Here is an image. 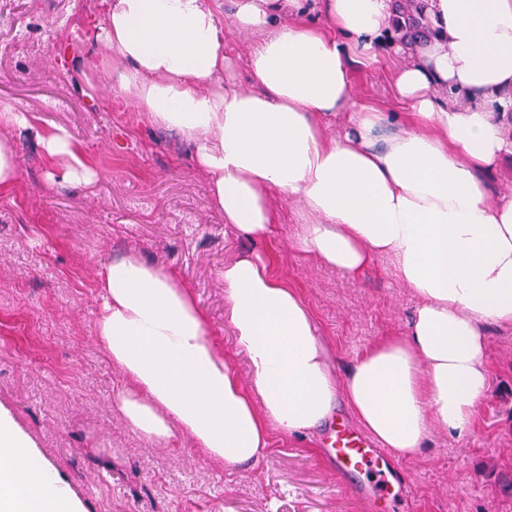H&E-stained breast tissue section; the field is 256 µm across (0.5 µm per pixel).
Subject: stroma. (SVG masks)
<instances>
[{
	"label": "stroma",
	"mask_w": 512,
	"mask_h": 512,
	"mask_svg": "<svg viewBox=\"0 0 512 512\" xmlns=\"http://www.w3.org/2000/svg\"><path fill=\"white\" fill-rule=\"evenodd\" d=\"M108 0H0V104L28 112L13 129L20 176L0 192V404L35 442L84 512H512V325L487 332L489 386L468 432L432 428L398 460L408 494L357 497L319 453L323 430L273 434L252 466L207 458L193 439L152 443L112 398L124 383L96 337L98 281L128 252L173 268L208 315L239 377L247 365L224 317V266L251 242L213 210L192 149L149 113L111 105L122 63L94 40ZM357 98L396 109L391 67L354 72ZM64 127L96 177L63 178L35 132ZM267 246L275 276L311 307L338 374L377 340L405 335L418 303L386 260L351 279L298 251L297 201L274 197Z\"/></svg>",
	"instance_id": "obj_1"
}]
</instances>
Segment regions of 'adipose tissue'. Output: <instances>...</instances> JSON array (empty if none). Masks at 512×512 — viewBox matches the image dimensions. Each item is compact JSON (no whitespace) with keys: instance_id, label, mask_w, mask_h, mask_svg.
<instances>
[{"instance_id":"adipose-tissue-1","label":"adipose tissue","mask_w":512,"mask_h":512,"mask_svg":"<svg viewBox=\"0 0 512 512\" xmlns=\"http://www.w3.org/2000/svg\"><path fill=\"white\" fill-rule=\"evenodd\" d=\"M269 2L230 0L222 12L217 0H112L99 36L126 65L116 99L193 144L213 207L249 241L278 224L273 195L297 199L302 253L354 278L389 259L419 304L406 335L338 376L311 309L247 251L224 268L242 380L175 273L130 252L100 279L97 336L126 376L113 403L155 444L179 428L234 466L257 461L271 432H313L342 401L410 458L430 426L470 427L488 387L485 325L512 324V193L492 198L488 181L512 155L500 120L512 108V0H426L432 33L407 47L391 0H323L312 22L285 18L303 0ZM229 24L257 37L248 89L224 79ZM393 56L404 59L391 80L408 125L353 93V66ZM40 142L68 179L94 178L66 129ZM37 454L0 407V512H83Z\"/></svg>"}]
</instances>
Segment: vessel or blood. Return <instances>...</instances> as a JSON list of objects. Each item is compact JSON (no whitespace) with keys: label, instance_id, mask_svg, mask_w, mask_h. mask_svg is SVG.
Segmentation results:
<instances>
[{"label":"vessel or blood","instance_id":"b4317fda","mask_svg":"<svg viewBox=\"0 0 512 512\" xmlns=\"http://www.w3.org/2000/svg\"><path fill=\"white\" fill-rule=\"evenodd\" d=\"M324 455L336 475L356 476L374 473L381 481H395L398 487H405L406 478L398 472L387 454L374 447L364 433L345 426L332 428L324 447Z\"/></svg>","mask_w":512,"mask_h":512}]
</instances>
